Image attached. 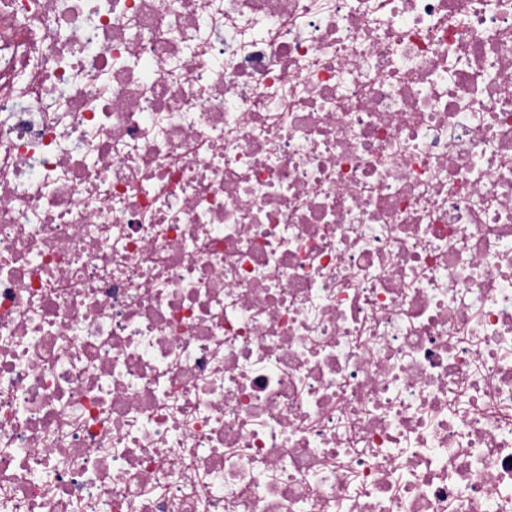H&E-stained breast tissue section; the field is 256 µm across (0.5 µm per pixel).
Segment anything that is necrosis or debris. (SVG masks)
Masks as SVG:
<instances>
[{
    "label": "necrosis or debris",
    "mask_w": 512,
    "mask_h": 512,
    "mask_svg": "<svg viewBox=\"0 0 512 512\" xmlns=\"http://www.w3.org/2000/svg\"><path fill=\"white\" fill-rule=\"evenodd\" d=\"M0 512H512V0H0Z\"/></svg>",
    "instance_id": "necrosis-or-debris-1"
}]
</instances>
